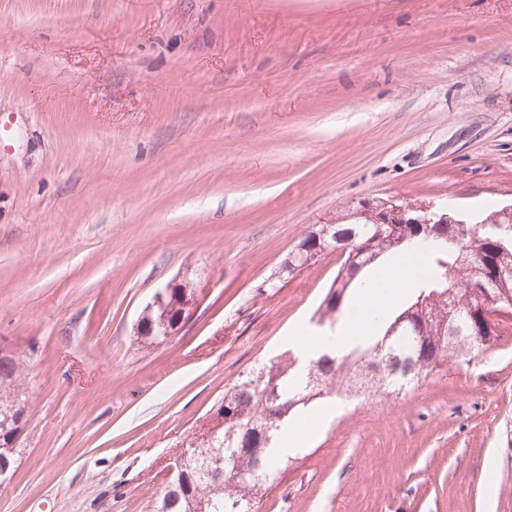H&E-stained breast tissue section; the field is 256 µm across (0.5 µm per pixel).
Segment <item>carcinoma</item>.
Wrapping results in <instances>:
<instances>
[{"mask_svg": "<svg viewBox=\"0 0 512 512\" xmlns=\"http://www.w3.org/2000/svg\"><path fill=\"white\" fill-rule=\"evenodd\" d=\"M344 219V224L312 225L294 246L313 259L326 254L321 236L327 229L336 248L352 244L361 249L357 267H347L350 256L342 259L313 314L314 323H333L344 297L359 288L357 274L387 258L419 267L410 299L375 321L376 335L364 347L323 354L305 365L302 353L289 348L225 387L224 397L211 409L222 416L224 427L208 442L193 435L184 439L186 478L167 484L156 512H254L259 493L281 473L275 443L290 415L331 394L348 400L400 392L452 360H471L501 336V325L512 314V230H497L496 222L508 221L502 209L467 225V235L456 241L447 225H429L433 235L428 237L420 224H379L370 207L361 217L353 210ZM197 284L190 276L167 282L164 305L142 309L132 343L151 350L174 336L186 323ZM455 309L484 311V333L449 335L448 314ZM27 363L21 352L0 353V462H12L21 429L18 416L25 411V399L20 381ZM239 473L252 479L243 483L235 478Z\"/></svg>", "mask_w": 512, "mask_h": 512, "instance_id": "carcinoma-1", "label": "carcinoma"}]
</instances>
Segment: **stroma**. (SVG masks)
<instances>
[{
    "instance_id": "35a3bbf8",
    "label": "stroma",
    "mask_w": 512,
    "mask_h": 512,
    "mask_svg": "<svg viewBox=\"0 0 512 512\" xmlns=\"http://www.w3.org/2000/svg\"><path fill=\"white\" fill-rule=\"evenodd\" d=\"M372 198L512 204V0H0V346L33 354L0 512H152L225 385L321 334L338 256L290 249ZM192 272L191 321L132 346ZM295 423L256 512H512V321Z\"/></svg>"
}]
</instances>
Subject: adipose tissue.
Masks as SVG:
<instances>
[{
    "mask_svg": "<svg viewBox=\"0 0 512 512\" xmlns=\"http://www.w3.org/2000/svg\"><path fill=\"white\" fill-rule=\"evenodd\" d=\"M416 276L414 268L398 266L388 269L379 279L365 281L363 289L370 296V303L360 302L351 304L344 311L340 323L335 331L304 341L303 347L308 356H315L327 349L343 350L352 345L357 339L371 335L372 324L370 313L383 311L385 307L392 305L396 298V292L379 294L378 288L382 285H393L411 281Z\"/></svg>",
    "mask_w": 512,
    "mask_h": 512,
    "instance_id": "1",
    "label": "adipose tissue"
}]
</instances>
